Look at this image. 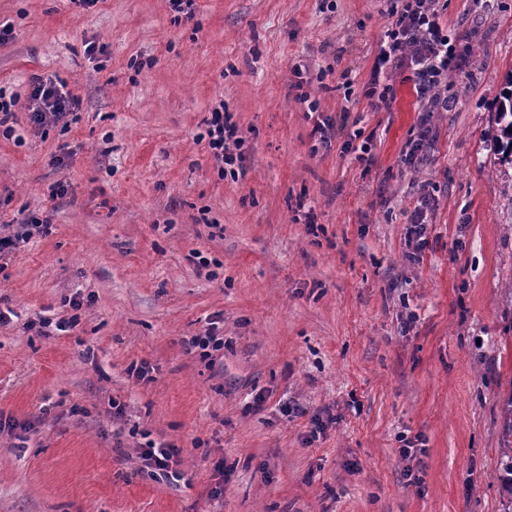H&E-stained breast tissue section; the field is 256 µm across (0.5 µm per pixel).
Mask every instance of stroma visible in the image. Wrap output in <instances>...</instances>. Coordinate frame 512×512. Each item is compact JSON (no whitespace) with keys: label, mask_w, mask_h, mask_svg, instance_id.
Here are the masks:
<instances>
[{"label":"stroma","mask_w":512,"mask_h":512,"mask_svg":"<svg viewBox=\"0 0 512 512\" xmlns=\"http://www.w3.org/2000/svg\"><path fill=\"white\" fill-rule=\"evenodd\" d=\"M399 3L0 0V225L47 222L0 260V512H500L512 0H438L458 65L412 163V71L387 107L368 86ZM36 76L80 98L68 131L31 123ZM219 107L234 178L202 139ZM211 330L223 349L185 350ZM150 440L185 479L145 467ZM500 100L495 109L494 123L496 135L494 137L495 155L500 165L512 167V73L507 75ZM207 135L208 144L215 159L218 173L224 177L227 172L224 165L230 166V174L235 177V168H232L237 161H243L241 148L244 140L239 131V127L232 122L230 114L215 110L211 112V118L208 121ZM350 115L348 112H342L339 116V123L332 119L331 117L324 118L321 121L316 123L315 132L320 134V140L328 144L332 137H335L341 134L344 129L347 127L349 122Z\"/></svg>","instance_id":"1"}]
</instances>
